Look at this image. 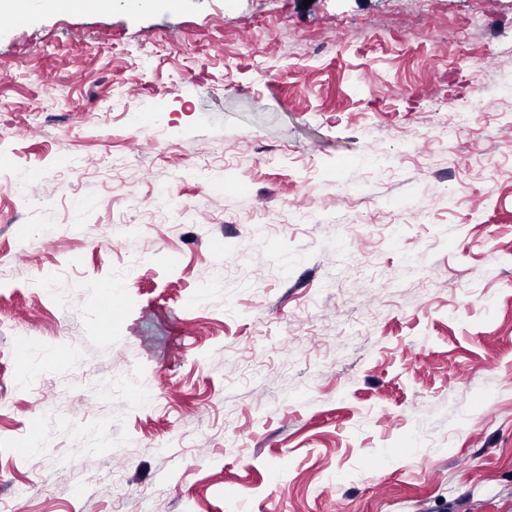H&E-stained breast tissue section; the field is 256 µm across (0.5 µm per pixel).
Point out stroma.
I'll return each instance as SVG.
<instances>
[{
  "mask_svg": "<svg viewBox=\"0 0 512 512\" xmlns=\"http://www.w3.org/2000/svg\"><path fill=\"white\" fill-rule=\"evenodd\" d=\"M511 127L512 0L0 20V497L512 512Z\"/></svg>",
  "mask_w": 512,
  "mask_h": 512,
  "instance_id": "35a3bbf8",
  "label": "stroma"
}]
</instances>
